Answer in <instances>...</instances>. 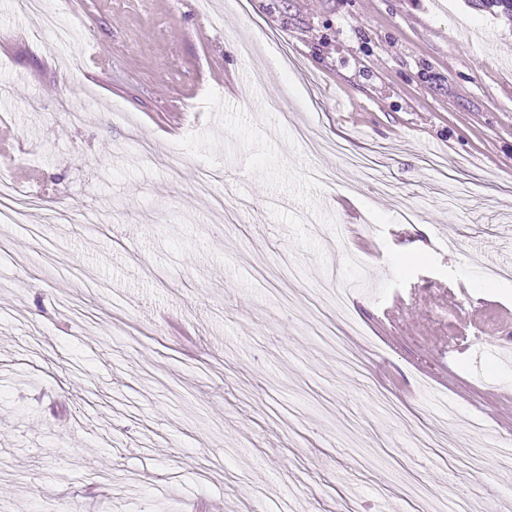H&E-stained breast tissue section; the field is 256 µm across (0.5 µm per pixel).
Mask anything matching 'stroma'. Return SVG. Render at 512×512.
Wrapping results in <instances>:
<instances>
[{
  "label": "stroma",
  "mask_w": 512,
  "mask_h": 512,
  "mask_svg": "<svg viewBox=\"0 0 512 512\" xmlns=\"http://www.w3.org/2000/svg\"><path fill=\"white\" fill-rule=\"evenodd\" d=\"M47 8L67 41L0 0V179L44 200L0 222V512H512L484 439L512 435V278L483 277L512 259V61L473 46L512 52V23L470 0ZM335 267L369 279L360 335ZM427 425L483 464L415 451Z\"/></svg>",
  "instance_id": "stroma-1"
}]
</instances>
